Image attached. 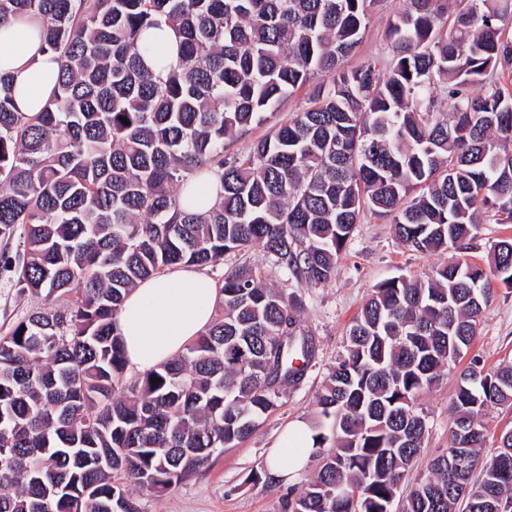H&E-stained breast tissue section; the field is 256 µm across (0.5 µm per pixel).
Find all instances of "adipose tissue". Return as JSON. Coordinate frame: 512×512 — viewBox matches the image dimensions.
<instances>
[{
	"instance_id": "ef3b65f1",
	"label": "adipose tissue",
	"mask_w": 512,
	"mask_h": 512,
	"mask_svg": "<svg viewBox=\"0 0 512 512\" xmlns=\"http://www.w3.org/2000/svg\"><path fill=\"white\" fill-rule=\"evenodd\" d=\"M143 60L154 73L176 62L178 44L168 27L144 32ZM0 73L11 78L19 111L39 112L51 100L59 66L43 46L38 19L25 16L0 24ZM221 299L216 282L193 268L174 266L137 284L125 297L119 316L127 366L144 372L178 355L212 321ZM313 450L312 431L305 421L289 424L267 459L273 481L288 480Z\"/></svg>"
}]
</instances>
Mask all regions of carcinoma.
Masks as SVG:
<instances>
[{
	"label": "carcinoma",
	"mask_w": 512,
	"mask_h": 512,
	"mask_svg": "<svg viewBox=\"0 0 512 512\" xmlns=\"http://www.w3.org/2000/svg\"><path fill=\"white\" fill-rule=\"evenodd\" d=\"M383 0H0L42 23L60 60L42 112L0 76V271L56 307L0 335V512H139L249 438L314 346L301 304L247 266L226 274L212 323L127 383L118 315L137 283L259 246L306 287L324 285L370 212L421 253L465 251L512 224V0H405L389 59L346 69ZM167 25L177 62L144 67L140 35ZM329 85L246 152L228 146L318 76ZM129 120L124 124L122 119ZM216 173L224 193L186 210L179 188ZM512 288V238L488 267L378 284L316 397L320 467L288 512H393L426 431L417 398L467 355L493 288ZM161 382L154 384L152 379ZM512 364L472 358L449 445L400 512H512ZM486 423L489 429V443L486 450L491 449L490 446H497V443H492L494 435L495 438L504 430L512 428V408L497 407L490 409L486 415Z\"/></svg>",
	"instance_id": "cac0c4a2"
}]
</instances>
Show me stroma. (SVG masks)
<instances>
[{"label":"stroma","mask_w":512,"mask_h":512,"mask_svg":"<svg viewBox=\"0 0 512 512\" xmlns=\"http://www.w3.org/2000/svg\"><path fill=\"white\" fill-rule=\"evenodd\" d=\"M400 5L401 0H387L380 11L372 13L363 41L357 52L345 60V68L357 67L371 57L382 62L387 60V20ZM510 237L512 224L484 223L465 252L451 249L426 254L401 243L393 224L368 214L356 224L338 259L335 277L315 288L304 287L271 267L257 246L225 256L224 260L207 267V274L218 281L225 272L241 265L261 269L268 284L300 300L301 323L313 338L315 358L305 382L286 390L255 433L236 447L225 449L209 469L167 495L138 497L140 512H288L289 496L298 494L307 485L319 461L310 459L288 481L275 483L268 479L266 471L270 446L288 423L313 419L316 395L343 350L352 320L376 285L398 276L424 280L432 275L434 268L457 259L487 264L490 244ZM49 305V300L41 297L17 295L8 275H0V333L16 320ZM469 353L492 369L501 362H512V288L496 289ZM459 372V367H450L442 383L417 400V409L423 413L427 429L413 471L425 470L448 446L449 406Z\"/></svg>","instance_id":"stroma-1"}]
</instances>
